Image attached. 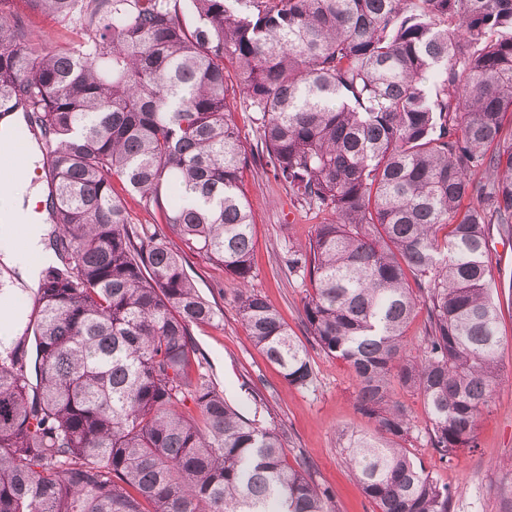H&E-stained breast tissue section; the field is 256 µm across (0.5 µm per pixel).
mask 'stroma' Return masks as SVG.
Returning a JSON list of instances; mask_svg holds the SVG:
<instances>
[{
  "mask_svg": "<svg viewBox=\"0 0 512 512\" xmlns=\"http://www.w3.org/2000/svg\"><path fill=\"white\" fill-rule=\"evenodd\" d=\"M240 188L255 220L251 286L295 336L307 340L302 307L311 283L302 274L290 273L285 261L289 249L313 236L321 218L295 202L262 162L244 168ZM168 242L181 252L185 270L202 295L222 313L219 322L193 328L192 335L199 361L225 398L245 417L280 429L289 461L303 458L310 463L312 480L331 489L336 512H375L345 459L349 437L373 428L356 408L352 369L312 345V382L288 385L279 367L249 340L236 310V284L223 266L184 251L176 236H169ZM490 256L496 269L505 381L478 420L476 447L440 461L429 444V417L422 398L402 388L396 391L413 417L406 446L432 476L448 485L451 512H512V242L495 230L490 233Z\"/></svg>",
  "mask_w": 512,
  "mask_h": 512,
  "instance_id": "1",
  "label": "stroma"
}]
</instances>
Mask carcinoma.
Listing matches in <instances>:
<instances>
[{
    "mask_svg": "<svg viewBox=\"0 0 512 512\" xmlns=\"http://www.w3.org/2000/svg\"><path fill=\"white\" fill-rule=\"evenodd\" d=\"M12 2L0 119L22 113L42 153L54 229L34 318L0 341V512H335L277 428L201 371L191 327L220 312L167 243L224 267L252 344L308 385L307 349L249 289L239 181L258 156L331 214L288 272L309 277L307 330L375 423L349 466L376 512H449L448 486L405 447L393 382L423 399L440 459L476 447L503 381L488 228L512 238V0ZM33 13L67 32L55 49H39ZM116 182L164 228L133 223Z\"/></svg>",
    "mask_w": 512,
    "mask_h": 512,
    "instance_id": "obj_1",
    "label": "carcinoma"
}]
</instances>
